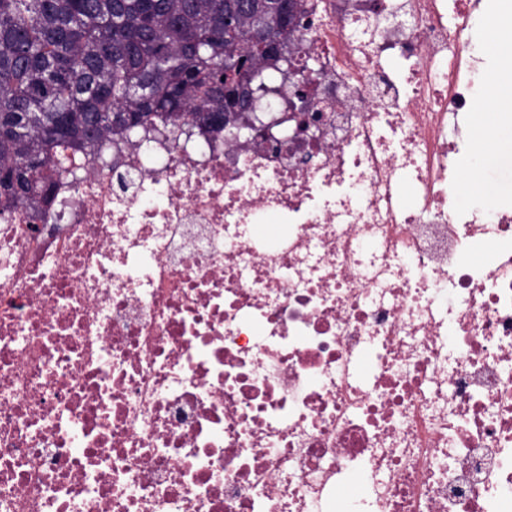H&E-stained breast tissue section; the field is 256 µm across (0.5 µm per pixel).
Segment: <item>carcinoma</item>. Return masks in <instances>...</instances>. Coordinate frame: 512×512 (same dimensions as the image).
<instances>
[{
	"mask_svg": "<svg viewBox=\"0 0 512 512\" xmlns=\"http://www.w3.org/2000/svg\"><path fill=\"white\" fill-rule=\"evenodd\" d=\"M255 13L278 40L298 24L273 0H0V205L46 200L61 146L197 118L232 58L265 80Z\"/></svg>",
	"mask_w": 512,
	"mask_h": 512,
	"instance_id": "carcinoma-1",
	"label": "carcinoma"
}]
</instances>
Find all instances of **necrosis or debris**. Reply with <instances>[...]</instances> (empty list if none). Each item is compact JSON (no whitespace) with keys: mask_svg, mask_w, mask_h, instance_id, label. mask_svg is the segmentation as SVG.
Instances as JSON below:
<instances>
[{"mask_svg":"<svg viewBox=\"0 0 512 512\" xmlns=\"http://www.w3.org/2000/svg\"><path fill=\"white\" fill-rule=\"evenodd\" d=\"M250 143L157 125L0 214V512H512L491 0H301ZM499 160L498 143L494 139H485L480 150L475 154L469 163L470 177L475 179L480 171L486 170Z\"/></svg>","mask_w":512,"mask_h":512,"instance_id":"necrosis-or-debris-1","label":"necrosis or debris"}]
</instances>
